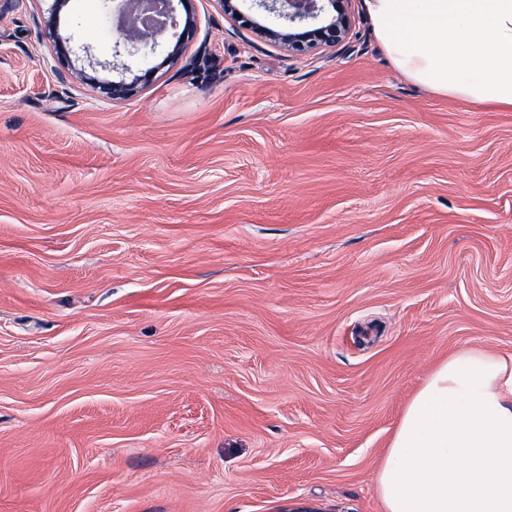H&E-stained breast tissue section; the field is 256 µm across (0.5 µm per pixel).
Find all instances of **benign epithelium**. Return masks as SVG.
I'll return each instance as SVG.
<instances>
[{
  "label": "benign epithelium",
  "instance_id": "benign-epithelium-1",
  "mask_svg": "<svg viewBox=\"0 0 512 512\" xmlns=\"http://www.w3.org/2000/svg\"><path fill=\"white\" fill-rule=\"evenodd\" d=\"M186 0H104L112 15L117 17L120 37L118 43L127 46L132 53H147L155 50L159 40L169 30L182 27L168 61L174 62L181 57L183 39L191 36L196 29L193 12L185 11L181 17L176 13L174 2ZM224 16L251 29L257 35L274 45L288 50L295 56L307 55L317 49L334 47L345 42L350 34V0H252L255 14L248 15L240 11L239 0H217ZM69 0H52V8L45 26L52 39L60 59H68L77 54L74 37L59 34L60 13ZM274 14L282 24L277 28L265 24L263 16ZM78 77L90 84L106 98L122 101L132 97L138 81L130 83L100 80L76 70Z\"/></svg>",
  "mask_w": 512,
  "mask_h": 512
}]
</instances>
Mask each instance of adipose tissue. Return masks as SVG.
<instances>
[{
  "label": "adipose tissue",
  "instance_id": "ef3b65f1",
  "mask_svg": "<svg viewBox=\"0 0 512 512\" xmlns=\"http://www.w3.org/2000/svg\"><path fill=\"white\" fill-rule=\"evenodd\" d=\"M394 67L512 108V0H364ZM383 512H512V354L462 346L406 405L376 475Z\"/></svg>",
  "mask_w": 512,
  "mask_h": 512
}]
</instances>
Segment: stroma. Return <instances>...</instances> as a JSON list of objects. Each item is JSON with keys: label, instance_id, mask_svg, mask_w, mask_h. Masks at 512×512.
<instances>
[{"label": "stroma", "instance_id": "35a3bbf8", "mask_svg": "<svg viewBox=\"0 0 512 512\" xmlns=\"http://www.w3.org/2000/svg\"><path fill=\"white\" fill-rule=\"evenodd\" d=\"M0 0V512H382L405 405L512 353V109L197 29L102 97ZM102 0L60 31L111 58Z\"/></svg>", "mask_w": 512, "mask_h": 512}]
</instances>
